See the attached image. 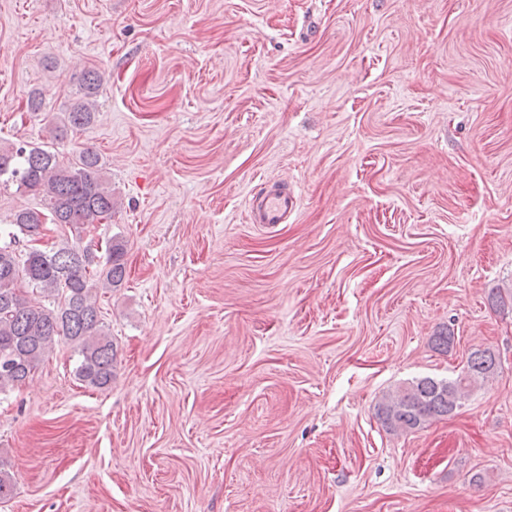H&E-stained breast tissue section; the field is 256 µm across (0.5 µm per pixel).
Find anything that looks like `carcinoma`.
<instances>
[{"instance_id": "carcinoma-1", "label": "carcinoma", "mask_w": 512, "mask_h": 512, "mask_svg": "<svg viewBox=\"0 0 512 512\" xmlns=\"http://www.w3.org/2000/svg\"><path fill=\"white\" fill-rule=\"evenodd\" d=\"M102 78L95 69L81 79L82 98L65 113L54 138L90 125L95 118ZM104 162L92 150L64 164L55 152L29 145H0V182L41 198L44 209L16 212L8 232L15 241L43 237L45 225L80 231L112 218L116 202L104 174ZM124 245L109 240L104 262L88 245L76 242L49 251L33 245L18 250L0 246V394L25 383L56 342L71 344L78 360L77 379L91 388L112 383L116 357L112 336L98 306L99 289L122 284L126 275ZM496 371L489 351L470 354L467 367L454 379H416L389 393L376 415L392 431H414L429 421L453 414L470 391Z\"/></svg>"}]
</instances>
